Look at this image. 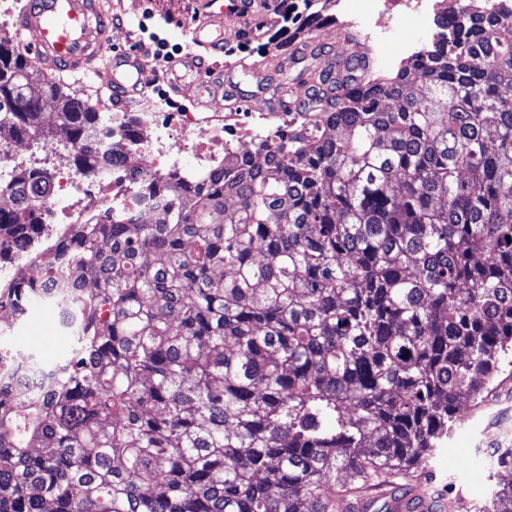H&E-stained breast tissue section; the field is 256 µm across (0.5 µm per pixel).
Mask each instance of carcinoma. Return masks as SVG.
Listing matches in <instances>:
<instances>
[{"label": "carcinoma", "instance_id": "cac0c4a2", "mask_svg": "<svg viewBox=\"0 0 512 512\" xmlns=\"http://www.w3.org/2000/svg\"><path fill=\"white\" fill-rule=\"evenodd\" d=\"M302 4L296 35L335 18ZM509 19L456 0L393 78L354 33L325 69L274 65L296 125L262 161L170 189L159 224H64L46 286L0 281L18 321L64 301L73 338L0 355V512H355L339 474L387 483L441 447L512 356ZM0 126L112 164L99 113L2 38ZM49 180L0 173L14 239ZM486 466L509 480L476 512H512V448Z\"/></svg>", "mask_w": 512, "mask_h": 512}]
</instances>
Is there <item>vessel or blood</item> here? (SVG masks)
Returning <instances> with one entry per match:
<instances>
[{
	"label": "vessel or blood",
	"instance_id": "b4317fda",
	"mask_svg": "<svg viewBox=\"0 0 512 512\" xmlns=\"http://www.w3.org/2000/svg\"><path fill=\"white\" fill-rule=\"evenodd\" d=\"M245 9L243 0H198L202 22L186 28L184 34L194 45L205 50L224 48V24L237 19ZM18 32L23 35L27 54L50 73L81 75L104 62L112 82L127 94L136 95L141 65L133 50L112 45L106 13L101 0H29L18 17ZM173 90L193 84L198 97L217 101L224 94V83L205 78L200 57L187 53L170 66ZM390 512H442L438 497L418 490L416 497L391 499Z\"/></svg>",
	"mask_w": 512,
	"mask_h": 512
}]
</instances>
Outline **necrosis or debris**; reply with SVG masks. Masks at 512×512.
Masks as SVG:
<instances>
[{
	"mask_svg": "<svg viewBox=\"0 0 512 512\" xmlns=\"http://www.w3.org/2000/svg\"><path fill=\"white\" fill-rule=\"evenodd\" d=\"M336 6L347 17L348 28L364 33L368 46H390L395 55L408 57L432 36L440 0H336ZM409 17L415 25H406ZM83 97L89 109L103 112L111 130L103 139L104 150L116 158L134 154L140 177L132 179L128 167L117 162L89 174L73 164V148L57 150L51 190L40 209L48 225L66 198L76 201L68 216L72 224L86 223L93 215L116 219L129 211L137 213L139 223H156L162 217L161 196L152 192V184L172 176L191 183L225 158H239L259 139L274 140L288 126L284 112H226L219 106L210 112H166L147 93L131 116L124 98L105 104L96 84L84 89ZM182 153L191 156L190 165L180 163Z\"/></svg>",
	"mask_w": 512,
	"mask_h": 512,
	"instance_id": "necrosis-or-debris-1",
	"label": "necrosis or debris"
}]
</instances>
